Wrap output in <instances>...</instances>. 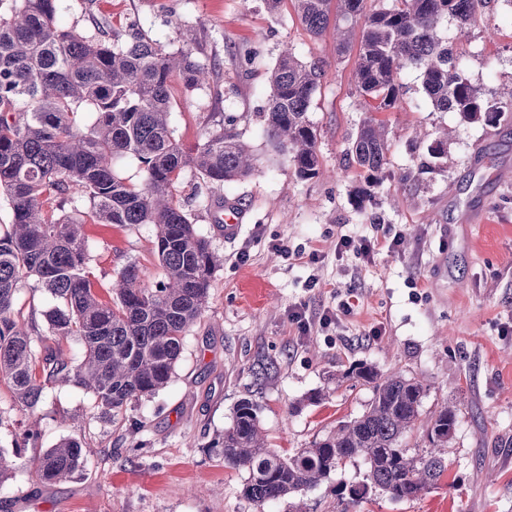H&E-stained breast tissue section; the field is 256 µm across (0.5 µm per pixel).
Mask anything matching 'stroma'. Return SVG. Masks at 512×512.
<instances>
[{"mask_svg":"<svg viewBox=\"0 0 512 512\" xmlns=\"http://www.w3.org/2000/svg\"><path fill=\"white\" fill-rule=\"evenodd\" d=\"M485 16L463 32L448 23L444 33L456 63L493 101L512 88V0H488ZM59 21L96 39L122 43L135 27L168 50L191 48L210 78L193 91L174 85L176 139L191 152L229 125L258 162L218 189L191 170L175 188L220 263L168 386L114 422L86 390L46 386L38 451L73 436L87 460L56 483L17 471L0 486V512H256L241 494L246 472L209 447L236 403L256 400L269 447L291 454L366 408L368 387L336 382L358 362L424 380L422 414L457 401L448 470L417 501L352 507L333 493L362 477L363 463H349L302 493L306 512H512V121L491 126L434 111L417 73H406L402 102L381 115L390 144L384 182L362 200L364 180L344 160L364 118L355 107L356 56L339 54L331 35H310L291 0L274 13L265 0H62ZM286 46L328 63L309 108L322 173L308 180L262 131L268 73ZM441 129L448 143L434 170L400 184L420 163L419 140ZM226 200L243 212L231 241L214 222ZM381 228L403 233L396 251L364 263L336 248L342 236ZM84 232L101 285L130 259L146 284L162 279L153 225L90 222ZM282 243L290 258L278 252ZM343 302L348 314L305 336L290 317ZM270 359L275 369L255 379Z\"/></svg>","mask_w":512,"mask_h":512,"instance_id":"stroma-1","label":"stroma"}]
</instances>
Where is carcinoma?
<instances>
[{
  "label": "carcinoma",
  "mask_w": 512,
  "mask_h": 512,
  "mask_svg": "<svg viewBox=\"0 0 512 512\" xmlns=\"http://www.w3.org/2000/svg\"><path fill=\"white\" fill-rule=\"evenodd\" d=\"M60 2L0 0V196L11 210V222L0 225V385L34 414L47 384L70 382L91 392L101 412L115 418L168 385L220 262L176 199L175 184L191 168L221 188L248 175L256 158L238 133L224 128L193 154L173 136L172 83L195 90L208 78L191 49L169 51L137 31L120 45L91 39L59 24ZM292 2L310 34L329 32L344 50L352 26L361 24L354 67L358 109L369 110L371 101L377 112L396 108L404 94L402 75L415 71L438 112L487 125L512 118V92L504 102L483 99L440 35L449 20L461 29L484 21V0H390L377 9L367 8V0ZM324 75L322 61L303 60L289 47L270 71L265 133L301 179L321 170L308 109ZM447 142L446 133L435 138L426 146L428 159L400 182L432 169ZM387 151L384 122L364 120L346 149L349 164L364 174L361 198L382 185ZM128 156L140 163L137 183L115 169ZM74 190L86 196L88 211L62 212ZM87 217L101 224L154 225V252L166 279L144 284L143 268L129 260L102 295L82 234ZM30 278L55 300L45 314V334L15 311L16 294ZM70 337L84 347L76 366L60 347ZM348 379L370 388L366 409L288 457L268 448L259 405L248 398L237 403L231 424L210 447L225 465L247 471L241 493L258 512L320 485L348 462L361 461L366 471L358 481L336 484L342 504L378 496L414 501L438 486L458 406L444 404L429 416L428 447L420 451L408 446L407 437L420 419L427 386L366 362L351 365L336 385ZM84 463L83 443L72 437L28 461L18 450L0 449V484L19 468L44 482L62 481Z\"/></svg>",
  "instance_id": "obj_1"
}]
</instances>
